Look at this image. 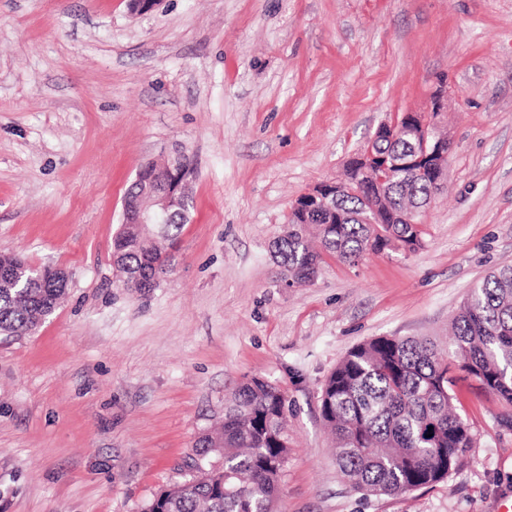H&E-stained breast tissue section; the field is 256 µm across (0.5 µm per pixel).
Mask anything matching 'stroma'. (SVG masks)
Listing matches in <instances>:
<instances>
[{
    "label": "stroma",
    "instance_id": "obj_1",
    "mask_svg": "<svg viewBox=\"0 0 512 512\" xmlns=\"http://www.w3.org/2000/svg\"><path fill=\"white\" fill-rule=\"evenodd\" d=\"M441 86L453 152L421 248L328 256L283 287L296 198ZM177 151L188 222L172 271L133 293L112 254L124 197ZM1 252L69 280L34 332L0 335V512H141L250 378L287 397L273 512H499L512 404L466 371L472 448L403 495L345 483L319 399L368 340L447 349L474 286L512 265V0H0Z\"/></svg>",
    "mask_w": 512,
    "mask_h": 512
}]
</instances>
